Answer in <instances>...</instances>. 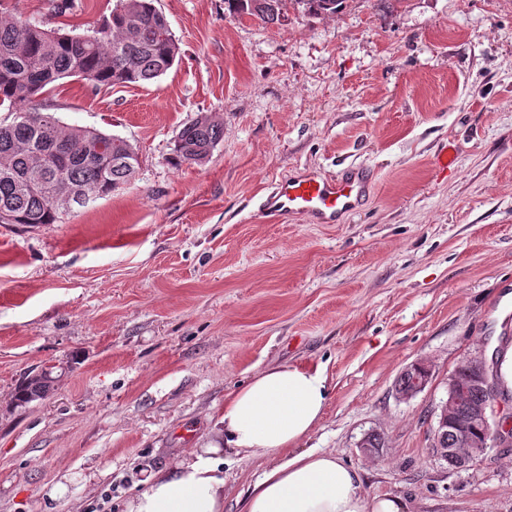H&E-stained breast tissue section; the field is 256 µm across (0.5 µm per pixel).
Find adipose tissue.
Wrapping results in <instances>:
<instances>
[{
	"label": "adipose tissue",
	"mask_w": 512,
	"mask_h": 512,
	"mask_svg": "<svg viewBox=\"0 0 512 512\" xmlns=\"http://www.w3.org/2000/svg\"><path fill=\"white\" fill-rule=\"evenodd\" d=\"M327 400L323 367L287 364L258 372L225 398L215 441L173 470L150 474L127 512H223L219 455L259 453L278 462L249 489L241 512H408L401 497L369 494L360 469L305 448Z\"/></svg>",
	"instance_id": "obj_1"
}]
</instances>
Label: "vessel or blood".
<instances>
[{
    "label": "vessel or blood",
    "mask_w": 512,
    "mask_h": 512,
    "mask_svg": "<svg viewBox=\"0 0 512 512\" xmlns=\"http://www.w3.org/2000/svg\"><path fill=\"white\" fill-rule=\"evenodd\" d=\"M374 181V172L351 164L326 177L303 172L280 181L261 203L268 222L282 224L299 218L310 224H338L359 211Z\"/></svg>",
    "instance_id": "obj_1"
}]
</instances>
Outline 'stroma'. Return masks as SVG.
<instances>
[{
	"label": "stroma",
	"instance_id": "stroma-1",
	"mask_svg": "<svg viewBox=\"0 0 512 512\" xmlns=\"http://www.w3.org/2000/svg\"><path fill=\"white\" fill-rule=\"evenodd\" d=\"M0 0L84 34L117 0ZM180 47L152 83L63 79L40 95L62 123L136 145L121 190L60 224H0V512H125L153 472L209 445L225 397L257 371L323 365L309 439L412 512H512V447L465 469L432 448L448 379L512 337V0L289 4L275 25L224 0H154ZM224 138L173 166L184 124ZM454 146L456 167L434 160ZM364 164L376 184L340 224L264 223L263 196L310 169ZM423 362L425 390L395 391ZM53 367L22 406L23 377ZM385 445L366 454L361 443ZM274 463L224 465L239 512ZM53 367L41 368L38 372L22 379L16 388L15 399L20 405L44 399L53 388L56 377Z\"/></svg>",
	"mask_w": 512,
	"mask_h": 512
}]
</instances>
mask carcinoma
Returning a JSON list of instances; mask_svg holds the SVG:
<instances>
[{"mask_svg": "<svg viewBox=\"0 0 512 512\" xmlns=\"http://www.w3.org/2000/svg\"><path fill=\"white\" fill-rule=\"evenodd\" d=\"M310 14H333L343 0H294ZM237 16H253L266 24L284 18L288 0H225ZM179 46L153 0H119L91 35L61 34L0 13V107L13 115L0 123V224H60L64 207L53 194H73V206L83 199L103 198L122 189L140 166L138 150L126 140L95 129L66 127L43 111L36 98L48 85L78 77L92 86L110 87L151 82L169 70ZM224 138V125L208 115L185 124L176 136L170 162L201 164ZM472 365L458 367L451 377L468 388L454 409L475 442H484L487 425L474 409L493 406L508 394L498 376L482 386L472 384ZM424 378L421 367L404 370L396 384L403 396ZM50 367L27 375L16 388L20 405L44 399L53 388ZM462 447L453 427L434 430L433 449Z\"/></svg>", "mask_w": 512, "mask_h": 512, "instance_id": "obj_1", "label": "carcinoma"}]
</instances>
